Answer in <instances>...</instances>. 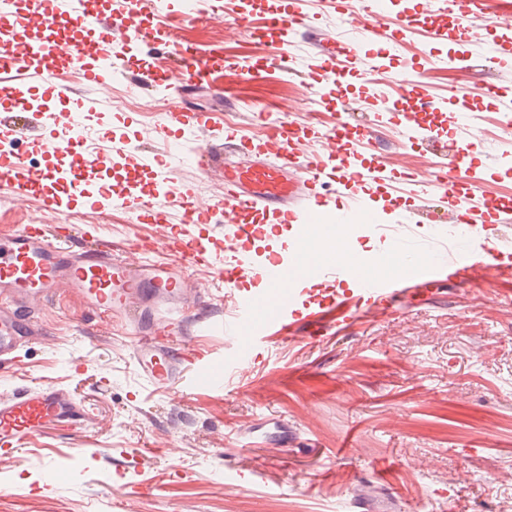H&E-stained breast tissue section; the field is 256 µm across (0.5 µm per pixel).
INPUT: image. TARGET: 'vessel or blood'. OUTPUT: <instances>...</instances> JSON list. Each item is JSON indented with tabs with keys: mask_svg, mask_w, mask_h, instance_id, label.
I'll return each mask as SVG.
<instances>
[{
	"mask_svg": "<svg viewBox=\"0 0 512 512\" xmlns=\"http://www.w3.org/2000/svg\"><path fill=\"white\" fill-rule=\"evenodd\" d=\"M363 13L351 17L358 28V41L345 45L328 37L323 41L316 67L331 84L346 76L344 60L364 56L368 72L391 66V47L405 37L409 26L397 21L387 28L386 18L397 13L394 0H365ZM462 17L454 28L436 31L443 42H467L471 35L463 20L483 12L485 0H453ZM307 0H291L286 14L268 17L269 28L278 32L279 60H287L295 39L303 37ZM37 16L40 38L0 40V75L43 73L59 58L84 71L88 82L102 85L113 75L133 74L140 89L152 90L176 80L188 87L212 85L223 70V60L213 52L168 43L164 65H157L146 53L137 51L133 29L147 27L151 34L163 33L176 15L163 0H104L101 8H90L88 0H0V17L18 16L20 8ZM169 123L190 131H205V144L186 142L183 151L202 177L220 175L224 194L209 208L186 207L180 224L171 226L162 238L125 244L117 254L102 239L83 241L74 246L75 227L60 224L49 228L28 224L14 232L0 233V362L13 359L15 339L33 335L30 323L21 320L20 302L29 297L53 298L59 285L76 288L93 311L121 313L137 338L134 355L143 373L155 384L172 386L182 369L193 373L196 385L220 388L227 372L248 364L256 349V336L275 329L301 333L315 340L329 329L345 331L370 319L388 316L397 295L442 282L466 284L473 268L484 269L492 280L512 267V254L497 246L500 226L485 222L491 208L487 202H473L461 195L460 184H476L479 161L473 142L457 137L445 140L433 128L408 124L404 136L427 143L444 158L448 178L441 183L448 201V219L462 222L468 236L466 245L448 236L436 237L427 254L408 267L406 278L387 281L374 273L359 275L356 288H345L351 269L333 257L319 256L305 262L301 246H294L289 258L280 257L252 265L242 254L240 243L261 234L266 224H292L298 236H305L314 221L331 208L329 197L317 186L326 178L336 180V190L349 201L336 216L337 224L347 226L360 214L366 199L357 189L378 185L388 179L390 160L363 166L345 139L351 124L347 113H339L335 127L326 134L321 148L301 159L294 145L299 128L281 120L269 125L264 151L252 159L239 158L236 130L214 132L207 112L187 113L173 106ZM0 133L11 147L0 151V185L13 188L16 195H40L56 208L67 206L68 198L87 195L91 205H116L146 219L156 214L159 196L172 195L169 165H161L152 189L113 198L110 184L99 183L87 191L88 171L112 164L108 152H92L85 145L81 121L63 120L60 113L33 115L28 103L12 87L0 85ZM61 154L68 164L60 169L31 166V152ZM222 215L218 233L225 241L223 253H216L191 237L190 224L210 223ZM218 264L226 276L241 275L257 281L252 292L235 296L230 317H198V333L218 332L235 345L234 355L224 365L199 362L189 348H182L178 361L169 362L165 352L177 343L188 315L185 307L189 266ZM86 411L67 391L41 384L0 398V453L14 455L21 441L47 426H73L84 422Z\"/></svg>",
	"mask_w": 512,
	"mask_h": 512,
	"instance_id": "b4317fda",
	"label": "vessel or blood"
}]
</instances>
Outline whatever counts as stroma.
I'll return each instance as SVG.
<instances>
[{"label":"stroma","mask_w":512,"mask_h":512,"mask_svg":"<svg viewBox=\"0 0 512 512\" xmlns=\"http://www.w3.org/2000/svg\"><path fill=\"white\" fill-rule=\"evenodd\" d=\"M234 6L221 0L213 19L184 20L170 33L226 58L217 89H196L187 98L190 109L221 113L225 126L243 129L245 151L287 115L309 130L296 145L303 157L320 148L339 109L351 112L353 133L373 124L363 65H355L336 98L300 109L322 79L311 68L313 44L301 40L290 73H282L271 63L276 38L246 37ZM356 9L355 0H309L305 22L314 32L345 36ZM447 23L437 4L415 17L393 60L394 71L414 82L399 93L380 78L397 105L374 124L372 145L357 147L368 163L399 154L397 170L369 190L367 201L380 223L417 225L424 249L440 230L446 204L422 195L417 175L442 159L426 144H404L401 129L411 118L443 135L462 136L467 128L452 103L442 112L412 113L420 91L446 99L449 87L464 85L470 120L482 128L476 194L512 214V142L500 130L504 114H512V79L493 67L480 41L462 45L461 67H449L450 44L430 37ZM8 81L34 95L38 109L49 105L52 83L69 85L76 93L65 107L72 114L80 109L79 70ZM170 96L163 87L139 93L118 76L111 105L87 121L95 136L108 131L113 140L143 146L138 167L147 188L155 180L154 151L190 136L167 122ZM175 172L182 203L159 202L170 223H179L183 205H204L224 192L222 179H200L188 162ZM68 214L118 248L165 230L123 209L75 201L63 213L40 197L0 190V230L54 226ZM185 273L192 316L220 314L235 292L253 286L247 278L225 284L204 265ZM26 313L39 333L22 338L15 362L0 364V395L53 383L81 400L88 416L77 427L40 429L23 439L17 455H0V512H504L512 505V290L444 286L420 301L400 298L391 315L346 336H259L254 361L221 390L153 385L136 365L127 323L92 317L76 289H61ZM137 485L146 493L130 496Z\"/></svg>","instance_id":"1"}]
</instances>
